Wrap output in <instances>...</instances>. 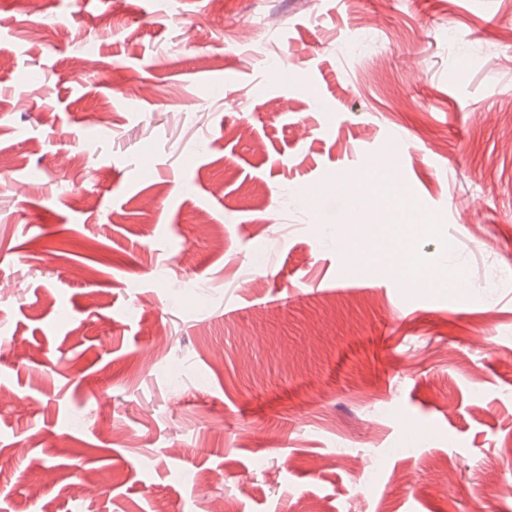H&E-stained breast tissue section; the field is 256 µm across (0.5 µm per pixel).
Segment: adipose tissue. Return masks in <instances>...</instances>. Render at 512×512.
<instances>
[{"mask_svg": "<svg viewBox=\"0 0 512 512\" xmlns=\"http://www.w3.org/2000/svg\"><path fill=\"white\" fill-rule=\"evenodd\" d=\"M369 192L383 196L391 211L393 220L388 224L359 226L352 232L354 239L373 234L375 245L362 252L366 262L387 267L408 286L413 288H461L465 285L463 272L456 267L432 268L416 262L412 245L426 231L429 219L416 212L403 192L393 188L380 164L370 165L364 174Z\"/></svg>", "mask_w": 512, "mask_h": 512, "instance_id": "obj_1", "label": "adipose tissue"}]
</instances>
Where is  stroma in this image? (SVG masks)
<instances>
[{"label": "stroma", "mask_w": 512, "mask_h": 512, "mask_svg": "<svg viewBox=\"0 0 512 512\" xmlns=\"http://www.w3.org/2000/svg\"><path fill=\"white\" fill-rule=\"evenodd\" d=\"M223 2L0 0V512H512V0ZM369 192L386 199L393 220L391 224H367L355 228L352 235L361 240L368 231L374 236L375 245L361 252L366 262L387 267L411 288H464L463 272L448 266L447 258L442 266L433 268L420 265L414 259L413 242L426 231L432 223L415 211L408 197L402 191L393 188L380 164L370 165L364 174ZM448 267L446 274L444 267Z\"/></svg>", "instance_id": "obj_1"}]
</instances>
